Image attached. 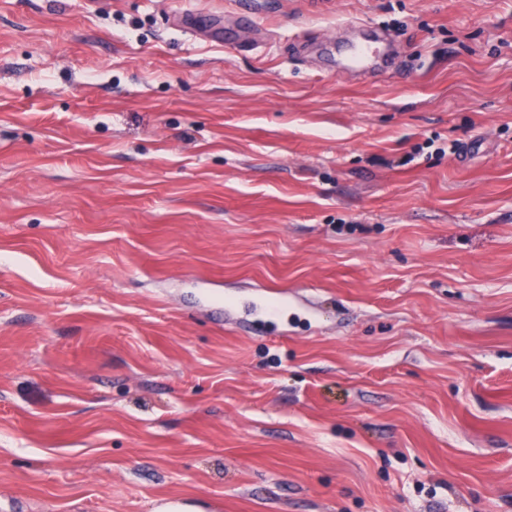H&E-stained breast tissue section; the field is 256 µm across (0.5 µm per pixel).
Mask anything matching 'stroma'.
<instances>
[{
    "label": "stroma",
    "mask_w": 512,
    "mask_h": 512,
    "mask_svg": "<svg viewBox=\"0 0 512 512\" xmlns=\"http://www.w3.org/2000/svg\"><path fill=\"white\" fill-rule=\"evenodd\" d=\"M0 512H512V0H0Z\"/></svg>",
    "instance_id": "obj_1"
}]
</instances>
